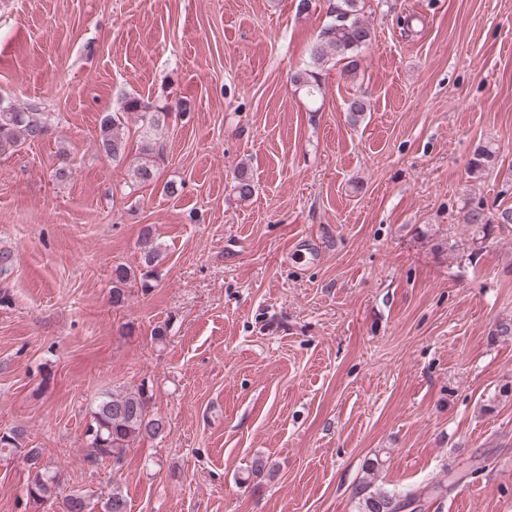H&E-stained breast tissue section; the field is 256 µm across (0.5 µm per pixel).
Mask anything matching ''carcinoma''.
<instances>
[{
  "mask_svg": "<svg viewBox=\"0 0 512 512\" xmlns=\"http://www.w3.org/2000/svg\"><path fill=\"white\" fill-rule=\"evenodd\" d=\"M335 18L320 31L310 50V66L293 76L297 90L314 99L321 94L320 68L333 61L343 63V69L354 75L358 69L357 51L371 41V30L357 9V0H339ZM370 111V102L364 95H353L348 104L349 121L357 123L359 118ZM129 112L140 114L142 123L150 128L158 126L160 117L151 111L150 104L139 97L125 96L118 103L117 110L102 116L97 139L99 153L112 161L123 159L127 150L122 128V118ZM50 132V124L39 109H22L10 101L0 99V155L13 153L27 141H35ZM161 150L150 135L143 136L140 146L141 164L135 174L139 182L146 183L153 178L156 159ZM498 158V148L491 144L479 146L468 163V177L477 180L494 164ZM462 222L471 229L472 243L482 244L494 231L512 224V208L499 213L488 212L480 205L465 206ZM142 263L153 271L159 264L161 252L153 242L152 229L145 227L141 234ZM112 304L125 302V285L130 272L123 265L112 271ZM150 396L145 387L134 391L106 393L95 401L91 409V418L84 432L86 440L83 466L95 471L101 466L112 463L118 465L123 460L131 444L148 436L161 435L165 424L162 418L150 414ZM25 430L11 427L0 434V455L3 457L24 456ZM57 483L45 474L41 467L29 471L27 493L35 505H42L51 499L58 501V512H82L83 505H92L93 494L77 490L63 498H58ZM359 505L361 512H401L420 502L421 495L410 490L405 493L371 489V484L361 486ZM108 512H127V500L122 491L115 487L103 504Z\"/></svg>",
  "mask_w": 512,
  "mask_h": 512,
  "instance_id": "carcinoma-1",
  "label": "carcinoma"
}]
</instances>
